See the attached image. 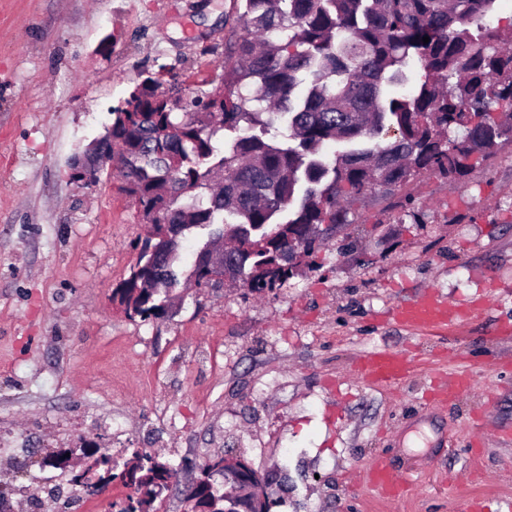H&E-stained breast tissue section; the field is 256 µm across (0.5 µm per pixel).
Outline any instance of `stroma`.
Returning a JSON list of instances; mask_svg holds the SVG:
<instances>
[{"instance_id":"obj_1","label":"stroma","mask_w":512,"mask_h":512,"mask_svg":"<svg viewBox=\"0 0 512 512\" xmlns=\"http://www.w3.org/2000/svg\"><path fill=\"white\" fill-rule=\"evenodd\" d=\"M238 12L237 0H0V486L11 508L37 512L27 449L86 443L169 463L160 512H185L184 487L224 453L287 476L272 512H450L453 495L512 498L511 144L461 182L419 176L407 188L414 216L352 204L353 224L317 268L280 290L191 288L149 321L113 302L146 226L119 171L88 185L73 160L160 66L189 87L220 75ZM429 290L458 307L489 298V312L444 332L394 320ZM207 347L220 367L198 366ZM382 349L417 369L392 388L359 380V358ZM460 369L475 386L426 404L434 373ZM380 457L412 473L409 497L368 489Z\"/></svg>"}]
</instances>
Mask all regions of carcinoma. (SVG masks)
<instances>
[{
    "label": "carcinoma",
    "instance_id": "1",
    "mask_svg": "<svg viewBox=\"0 0 512 512\" xmlns=\"http://www.w3.org/2000/svg\"><path fill=\"white\" fill-rule=\"evenodd\" d=\"M493 3L241 0L248 34L219 80L202 79L176 108L161 77L149 75L112 107L101 143L119 146L123 190L152 225L113 300L131 319L161 317L159 299L140 288L148 269L174 291L214 286L201 281L196 263L183 281L175 270L192 227L233 242L224 248L228 281L259 293L280 289L349 223L343 202L381 199L405 209L416 177L455 183L512 142V25L482 24ZM411 62L425 70L424 82L383 97ZM236 85L248 92L234 93ZM228 129L244 134L222 155L216 139ZM385 131L394 138L382 143ZM357 140L374 146L317 158L327 142ZM133 456L142 466L122 512H156L175 471L147 452ZM222 462L214 456L206 470L244 488ZM94 469L110 473V483L123 478L107 453L87 471ZM185 500L194 501L190 512H226L238 498L202 483Z\"/></svg>",
    "mask_w": 512,
    "mask_h": 512
}]
</instances>
